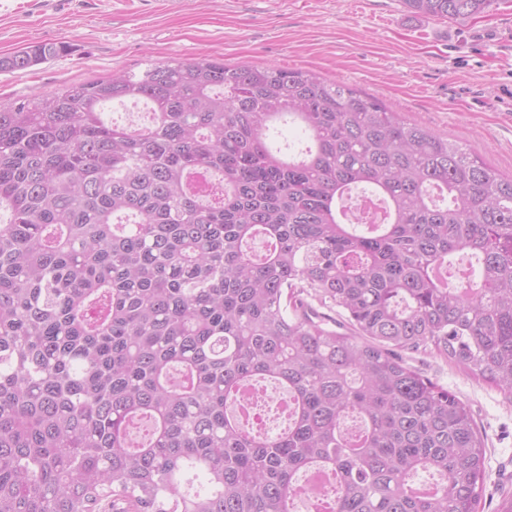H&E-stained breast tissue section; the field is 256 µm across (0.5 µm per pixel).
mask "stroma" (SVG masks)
Segmentation results:
<instances>
[{"label": "stroma", "mask_w": 512, "mask_h": 512, "mask_svg": "<svg viewBox=\"0 0 512 512\" xmlns=\"http://www.w3.org/2000/svg\"><path fill=\"white\" fill-rule=\"evenodd\" d=\"M38 43L69 50L0 70V102L153 62L276 65L353 87L512 175V0L457 22L401 0H0V57ZM408 362L469 406L487 438L479 512H499L512 497V395L432 353Z\"/></svg>", "instance_id": "obj_1"}]
</instances>
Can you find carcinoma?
Segmentation results:
<instances>
[{
	"instance_id": "obj_1",
	"label": "carcinoma",
	"mask_w": 512,
	"mask_h": 512,
	"mask_svg": "<svg viewBox=\"0 0 512 512\" xmlns=\"http://www.w3.org/2000/svg\"><path fill=\"white\" fill-rule=\"evenodd\" d=\"M401 2L463 20L501 0ZM128 100L149 124L106 119ZM289 122L295 156L270 141ZM359 185L387 223L345 219ZM2 211L0 512H294L316 470L320 512H477L485 439L400 356L512 393V178L476 154L312 72L149 63L0 103ZM462 251L467 293L437 278ZM266 382L291 408L270 435L229 410Z\"/></svg>"
}]
</instances>
